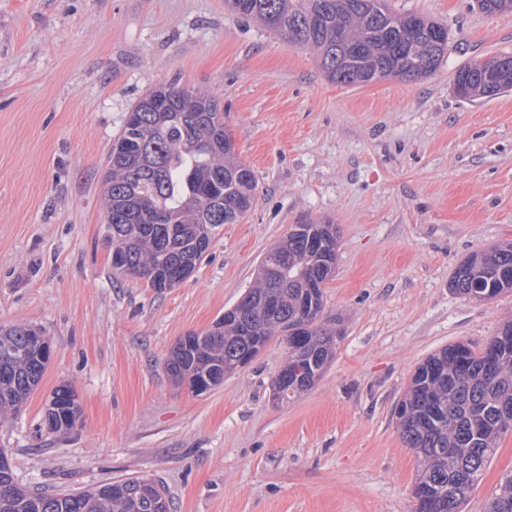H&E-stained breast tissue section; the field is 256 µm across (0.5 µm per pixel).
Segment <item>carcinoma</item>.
Wrapping results in <instances>:
<instances>
[{
	"mask_svg": "<svg viewBox=\"0 0 512 512\" xmlns=\"http://www.w3.org/2000/svg\"><path fill=\"white\" fill-rule=\"evenodd\" d=\"M238 14L256 18L288 41L312 50L329 79L346 86L385 77L415 79L444 62L442 24L393 11L388 0H229ZM486 14L512 11V0H480ZM463 98L512 89V75L487 61L458 69ZM106 243L119 257L118 273L150 287L173 288L191 275L213 231L236 224L252 208L257 182L224 130V112L207 91L160 84L131 109L112 141L104 173ZM338 229L329 221L295 224L262 257L245 292L249 307L224 312L205 332H189L171 348L166 370L177 386L193 388L214 373L230 374L255 342L285 336L289 400L320 379L333 356L335 331L320 319L323 289L315 287L336 264ZM512 243L469 255L449 288L484 301L512 291ZM40 329L0 327V415L17 412L39 385L47 361L33 337ZM44 422L68 433L80 421L71 385L53 391ZM398 427L418 460L415 486L429 489L415 512H460L512 431V320L481 351L458 342L428 357L399 404ZM142 478L89 490L44 494L20 487L12 469H0V512H171L166 493L145 497ZM487 512H512V474Z\"/></svg>",
	"mask_w": 512,
	"mask_h": 512,
	"instance_id": "1",
	"label": "carcinoma"
}]
</instances>
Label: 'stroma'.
Returning <instances> with one entry per match:
<instances>
[{"instance_id": "stroma-1", "label": "stroma", "mask_w": 512, "mask_h": 512, "mask_svg": "<svg viewBox=\"0 0 512 512\" xmlns=\"http://www.w3.org/2000/svg\"><path fill=\"white\" fill-rule=\"evenodd\" d=\"M390 3L447 26V61L351 87L225 0H0V325L41 328L52 347L37 389L0 419L18 485L143 476L174 512H414L417 459L395 414L414 370L457 342L482 350L512 318V292L448 287L471 253L512 242V90L453 89L461 66L512 53V12ZM170 83L215 95L257 198L159 292L113 274L102 175L131 108ZM310 220L339 231L321 319L340 334L320 380L273 401L288 353L276 335L212 390L175 387L178 338L210 329ZM63 383L81 411L64 435L43 423ZM510 473L512 432L462 512H485Z\"/></svg>"}]
</instances>
